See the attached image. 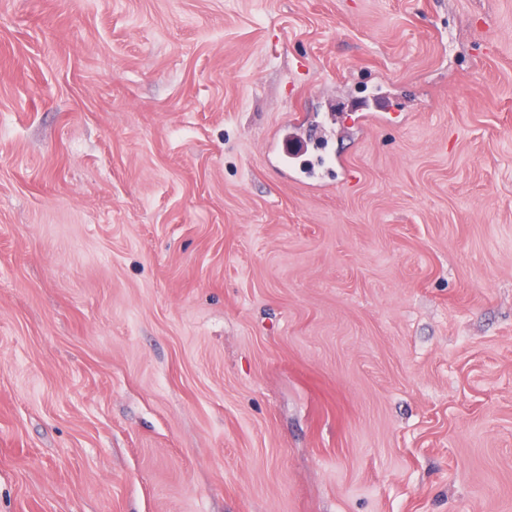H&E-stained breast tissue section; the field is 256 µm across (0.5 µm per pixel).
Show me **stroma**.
Masks as SVG:
<instances>
[{
	"mask_svg": "<svg viewBox=\"0 0 512 512\" xmlns=\"http://www.w3.org/2000/svg\"><path fill=\"white\" fill-rule=\"evenodd\" d=\"M0 512H512V0H0ZM306 151V145L288 135L273 139L268 145V156L277 165L296 174V160ZM289 165V166H288Z\"/></svg>",
	"mask_w": 512,
	"mask_h": 512,
	"instance_id": "stroma-1",
	"label": "stroma"
}]
</instances>
